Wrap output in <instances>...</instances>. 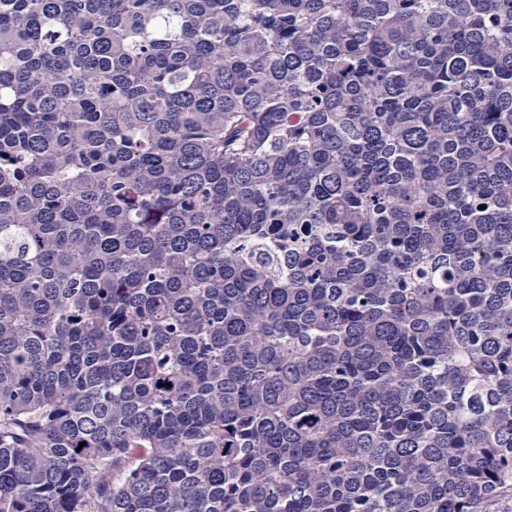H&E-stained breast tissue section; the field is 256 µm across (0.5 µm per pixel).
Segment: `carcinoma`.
I'll return each mask as SVG.
<instances>
[{"label":"carcinoma","instance_id":"cac0c4a2","mask_svg":"<svg viewBox=\"0 0 512 512\" xmlns=\"http://www.w3.org/2000/svg\"><path fill=\"white\" fill-rule=\"evenodd\" d=\"M512 0H0V512H502Z\"/></svg>","mask_w":512,"mask_h":512}]
</instances>
